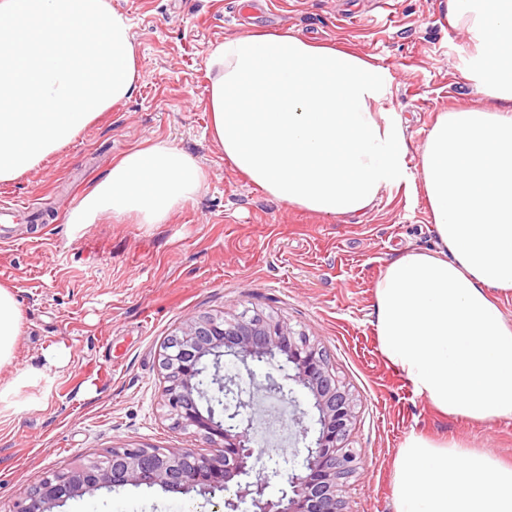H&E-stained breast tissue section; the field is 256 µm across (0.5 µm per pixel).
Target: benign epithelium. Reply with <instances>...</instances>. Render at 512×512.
I'll return each mask as SVG.
<instances>
[{
    "label": "benign epithelium",
    "instance_id": "obj_1",
    "mask_svg": "<svg viewBox=\"0 0 512 512\" xmlns=\"http://www.w3.org/2000/svg\"><path fill=\"white\" fill-rule=\"evenodd\" d=\"M232 355L246 365L251 382L255 372L248 361L293 366L289 376L313 397L318 411V435L308 446L305 471L288 478V487L276 500L266 497L270 480L279 475L276 468L253 471L254 457L249 428H241L242 416L254 422V397L242 398L240 384L233 378L213 379L221 403L207 404L201 411L198 401L205 397L206 359L214 365ZM162 366L167 385L163 396L176 424L195 428L213 445L210 455L194 448H114L103 459L68 471H56L43 478L27 496L3 512H51V506L64 499L99 488L126 485L223 494L227 512H238L247 502L253 512H344L339 496L341 480L358 464L361 452L349 447L348 436L354 424V403L329 370L323 353L303 334L274 317L245 318L233 314L203 315L188 323L174 340L165 345ZM223 418L216 419V406Z\"/></svg>",
    "mask_w": 512,
    "mask_h": 512
}]
</instances>
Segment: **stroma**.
<instances>
[{
	"instance_id": "35a3bbf8",
	"label": "stroma",
	"mask_w": 512,
	"mask_h": 512,
	"mask_svg": "<svg viewBox=\"0 0 512 512\" xmlns=\"http://www.w3.org/2000/svg\"><path fill=\"white\" fill-rule=\"evenodd\" d=\"M132 21L139 90L90 124L1 199L46 210L81 199L115 158L156 140L183 149L206 184L162 224L106 216L87 226L15 225L0 239V286L23 316L13 366L31 384L0 401V504L27 496L50 472L122 447L193 448L163 402L162 346L204 314L274 316L322 349L355 405L350 447L361 460L343 483L345 512H395L394 461L410 433L456 438L512 463V419L470 422L417 396L380 353L374 284L385 266L438 240L422 189L420 147L439 113L491 109L466 76L467 35L448 21L446 0H111ZM249 29L288 30L348 46L389 69L388 106L409 146L401 182L383 188L360 216L323 217L268 197L225 160L208 130L210 45ZM64 353L63 365L50 359ZM303 424L287 420L273 441L281 474L275 498L306 454L301 426L315 427L304 392ZM199 490L101 488L53 512H200Z\"/></svg>"
}]
</instances>
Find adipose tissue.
<instances>
[{
  "instance_id": "1",
  "label": "adipose tissue",
  "mask_w": 512,
  "mask_h": 512,
  "mask_svg": "<svg viewBox=\"0 0 512 512\" xmlns=\"http://www.w3.org/2000/svg\"><path fill=\"white\" fill-rule=\"evenodd\" d=\"M466 31L467 73L498 110L442 113L420 149L441 249L391 261L375 284L386 361L436 409L475 422L512 418V0H448ZM211 136L270 198L325 217L362 214L401 180L403 125L392 79L368 57L288 31L211 45ZM130 18L110 0H0V183L38 169L138 88ZM206 184L159 140L113 160L68 221L162 224ZM22 315L0 286V368ZM395 512H512V466L456 441L410 434L394 467Z\"/></svg>"
}]
</instances>
